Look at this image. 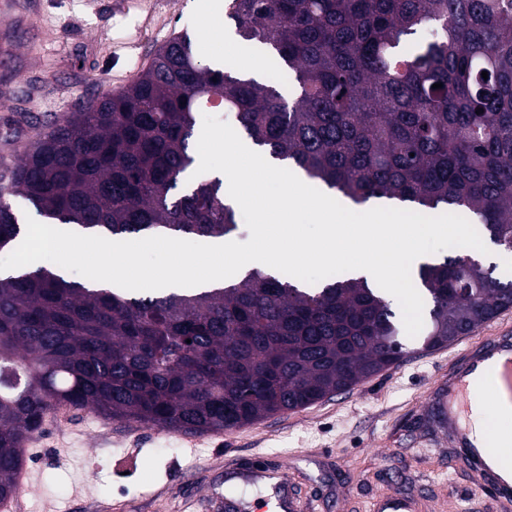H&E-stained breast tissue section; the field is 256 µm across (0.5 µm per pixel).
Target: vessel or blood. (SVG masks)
I'll return each instance as SVG.
<instances>
[{"label":"vessel or blood","instance_id":"1","mask_svg":"<svg viewBox=\"0 0 512 512\" xmlns=\"http://www.w3.org/2000/svg\"><path fill=\"white\" fill-rule=\"evenodd\" d=\"M503 384L512 390V334L496 332L480 347L457 354L447 378L436 387L431 406L441 428L448 433L449 444L467 452L471 467L487 484V494L507 502L512 500V483L502 480L489 460L496 452L512 450V438L479 446L467 418L474 400L481 401L488 410L499 411L498 389ZM248 476L267 483L276 512H298L299 490L287 473L258 463Z\"/></svg>","mask_w":512,"mask_h":512}]
</instances>
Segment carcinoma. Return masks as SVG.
Wrapping results in <instances>:
<instances>
[{"label":"carcinoma","instance_id":"cac0c4a2","mask_svg":"<svg viewBox=\"0 0 512 512\" xmlns=\"http://www.w3.org/2000/svg\"><path fill=\"white\" fill-rule=\"evenodd\" d=\"M228 18L277 70L259 81L213 67L178 35L133 84L38 138L12 195L112 241L229 237L239 222L224 181L194 175L197 115L219 101L251 144L312 183L357 206L461 212L512 253V0H231ZM22 237L0 199V251ZM413 277L429 350L512 307V280L459 253ZM401 333L382 289L343 276L301 289L253 268L222 288L135 293L90 289L48 262L19 272L0 280V394L14 392L0 399V501L56 405L173 432L233 429L398 364Z\"/></svg>","mask_w":512,"mask_h":512}]
</instances>
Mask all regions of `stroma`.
I'll list each match as a JSON object with an SVG mask.
<instances>
[{
	"mask_svg": "<svg viewBox=\"0 0 512 512\" xmlns=\"http://www.w3.org/2000/svg\"><path fill=\"white\" fill-rule=\"evenodd\" d=\"M216 0H0V188L24 151L80 105L135 81L171 37L189 33L214 65L254 62L255 78L277 66L246 52ZM403 360L349 391L240 428L191 435L109 422L90 410L47 419L27 450L30 474L17 512H194L191 498L233 488L265 506L262 487L229 485L225 472L261 461L293 476L308 512H367L388 494L416 497L421 512H512L478 493V476L437 434L426 410L456 346L427 351L403 337Z\"/></svg>",
	"mask_w": 512,
	"mask_h": 512,
	"instance_id": "1",
	"label": "stroma"
}]
</instances>
